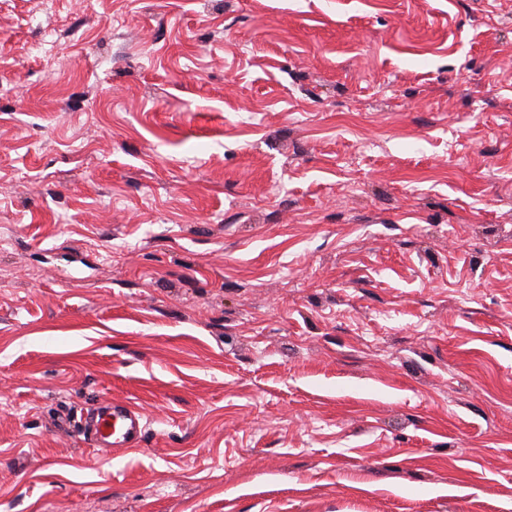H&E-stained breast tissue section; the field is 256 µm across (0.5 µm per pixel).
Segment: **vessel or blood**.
Listing matches in <instances>:
<instances>
[{"mask_svg": "<svg viewBox=\"0 0 512 512\" xmlns=\"http://www.w3.org/2000/svg\"><path fill=\"white\" fill-rule=\"evenodd\" d=\"M96 452H130L139 448L147 429L143 414L132 404L108 403L80 423Z\"/></svg>", "mask_w": 512, "mask_h": 512, "instance_id": "obj_1", "label": "vessel or blood"}]
</instances>
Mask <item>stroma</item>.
<instances>
[{"label":"stroma","mask_w":512,"mask_h":512,"mask_svg":"<svg viewBox=\"0 0 512 512\" xmlns=\"http://www.w3.org/2000/svg\"><path fill=\"white\" fill-rule=\"evenodd\" d=\"M1 221L0 512H512V0H0ZM85 438L104 455L112 450L130 452L139 446L147 429L143 414L129 402L107 403L80 422Z\"/></svg>","instance_id":"1"}]
</instances>
